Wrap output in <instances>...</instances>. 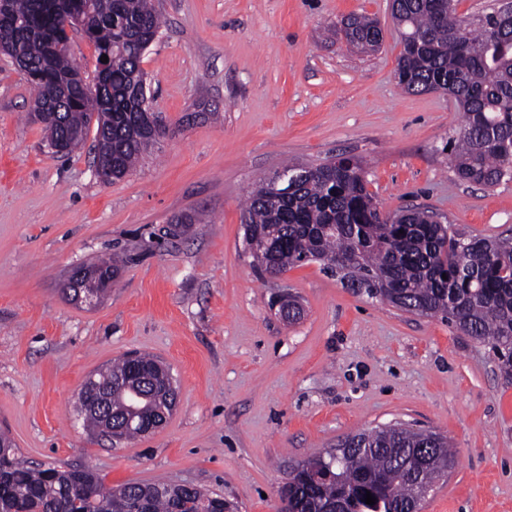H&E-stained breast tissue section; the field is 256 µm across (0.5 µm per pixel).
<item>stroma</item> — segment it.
Masks as SVG:
<instances>
[{
    "mask_svg": "<svg viewBox=\"0 0 512 512\" xmlns=\"http://www.w3.org/2000/svg\"><path fill=\"white\" fill-rule=\"evenodd\" d=\"M154 3L164 25L141 67L167 133L112 184L90 148L51 154L33 88L0 54V431L30 461L113 487L191 483L279 512L291 464L401 423L456 452L420 512H512V385L488 345L353 294L316 262L258 278L244 250L258 182L340 155L361 161L383 212L512 238V179L469 183L449 160L456 102L398 86L390 0ZM352 13L381 22L377 52L339 34ZM180 218L176 247H157L152 231ZM115 252L134 261L105 296L63 297L72 267ZM282 288L305 309L296 323L267 306ZM132 352L169 366L177 406L115 445L84 429L77 392Z\"/></svg>",
    "mask_w": 512,
    "mask_h": 512,
    "instance_id": "35a3bbf8",
    "label": "stroma"
}]
</instances>
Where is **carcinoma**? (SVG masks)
Listing matches in <instances>:
<instances>
[{"mask_svg":"<svg viewBox=\"0 0 512 512\" xmlns=\"http://www.w3.org/2000/svg\"><path fill=\"white\" fill-rule=\"evenodd\" d=\"M457 0H396L392 17L402 28L396 71L408 92L444 90L463 120L448 152L458 176L495 186L512 177V27L488 12L458 14ZM0 21V50L19 69L34 73L37 96L55 103L41 119L49 148L67 140L72 154L85 143L91 122L102 148L104 180L125 177L154 144L137 131L139 113L151 110L140 62L161 27L153 0H10ZM82 15L97 53L88 80L73 59L68 19ZM351 45L380 48L378 20L352 15L343 22ZM108 62H101L102 55ZM324 163L280 194L277 180L262 182L243 212L245 250L260 278L317 261L326 271L348 263V288L369 299L427 318H438L487 344L512 384V241L462 233L430 211L381 214L367 191L363 169ZM117 279L118 261L88 265ZM90 396L112 402V428L120 438L141 432L122 415L135 406L145 422L172 414L170 369L154 356H126L92 375ZM455 451L447 438L402 426H385L345 438L336 449L291 467L280 496L291 512H411L451 469ZM375 504L365 503L366 492ZM0 512H236L223 495L158 480L106 485L89 469L30 465L12 439L0 434Z\"/></svg>","mask_w":512,"mask_h":512,"instance_id":"obj_1","label":"carcinoma"}]
</instances>
